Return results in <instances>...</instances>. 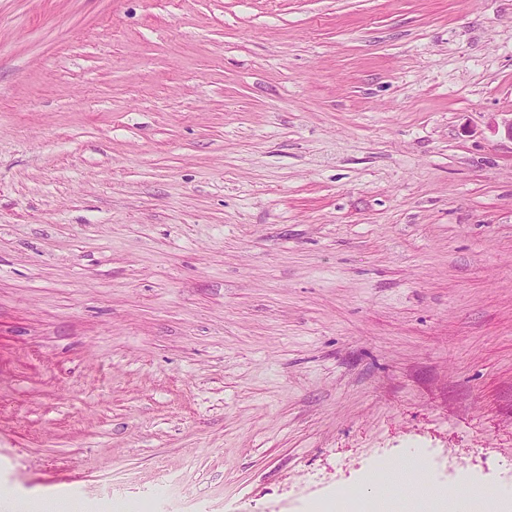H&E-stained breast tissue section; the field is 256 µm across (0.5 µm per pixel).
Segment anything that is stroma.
Returning a JSON list of instances; mask_svg holds the SVG:
<instances>
[{"label":"stroma","mask_w":512,"mask_h":512,"mask_svg":"<svg viewBox=\"0 0 512 512\" xmlns=\"http://www.w3.org/2000/svg\"><path fill=\"white\" fill-rule=\"evenodd\" d=\"M511 111L512 0H0V488L503 512ZM419 469L399 464L395 468L392 465L384 464L375 469L368 477L363 496L358 504L356 511H368L375 504L383 500L388 493L399 483L397 476H401L403 481L410 476L413 471Z\"/></svg>","instance_id":"stroma-1"}]
</instances>
